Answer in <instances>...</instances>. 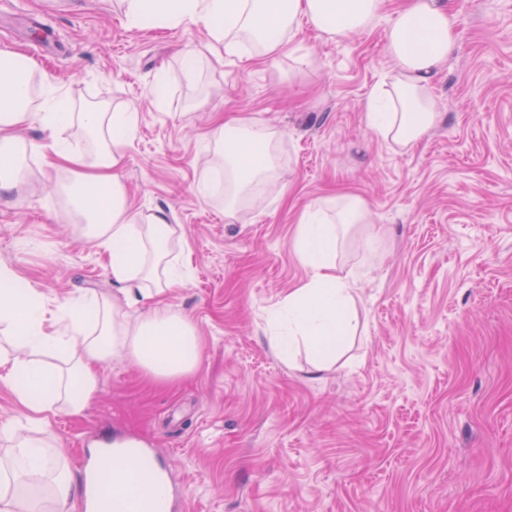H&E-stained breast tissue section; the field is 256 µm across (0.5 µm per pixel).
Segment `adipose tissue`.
<instances>
[{"instance_id":"ef3b65f1","label":"adipose tissue","mask_w":512,"mask_h":512,"mask_svg":"<svg viewBox=\"0 0 512 512\" xmlns=\"http://www.w3.org/2000/svg\"><path fill=\"white\" fill-rule=\"evenodd\" d=\"M123 2L129 28L190 23L206 30L205 47L182 58L191 74L208 54L219 62L227 56L264 61L292 41L304 22L329 39L345 38L373 25L384 0ZM455 49L450 5L445 0H406L387 29L393 77L368 104L369 129L399 151L419 142L440 121L431 87ZM34 71V63L22 53L0 51V201L25 180L27 156L55 159L57 168L72 175L65 186L67 199L86 235L107 253L113 282L122 285L127 303L144 306L133 322L117 305L95 296L70 301L50 314L37 302L35 289L0 265V329L24 348L18 355L0 353V385L25 410L23 421L0 423V437L14 448L13 461L0 465V512H78L79 495L66 467L45 451L39 438L51 418L62 408L75 417L84 415L98 393L99 367L112 360L134 358L149 380L172 383L198 369L202 343L194 323L163 303L165 294L187 278L170 257L169 216L161 209L147 215L134 210L120 175L123 147L135 135L137 113L99 106L75 109L49 82L42 99L34 100ZM32 124L44 128L41 142H26L19 134ZM75 125L91 133L92 147L66 146L60 133ZM212 140L224 166L225 213L260 208L278 191V130L240 117L219 125ZM355 229L366 242L378 237L360 196L303 210L294 247L308 275L289 289L268 318L274 346L284 353L304 346L317 370L335 363L341 340L358 329L355 301L363 274L339 259ZM104 481L113 492V512H131L134 500L161 512L165 489L136 459L115 460Z\"/></svg>"}]
</instances>
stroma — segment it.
<instances>
[{"instance_id":"35a3bbf8","label":"stroma","mask_w":512,"mask_h":512,"mask_svg":"<svg viewBox=\"0 0 512 512\" xmlns=\"http://www.w3.org/2000/svg\"><path fill=\"white\" fill-rule=\"evenodd\" d=\"M0 50L48 42L39 68L78 107L133 109L123 179L134 209H163L186 283L168 305L196 325L198 370L171 385L130 358L99 371L85 416L59 412L75 486L98 437L146 442L168 468L171 512H512V0H452L457 49L433 84L440 123L399 152L366 125V103L393 64L386 31L331 41L302 24L291 52L260 62L180 55L206 43L192 24L128 29L121 0H11ZM168 99L156 107L158 76ZM244 115L284 133L282 189L229 217L198 193L217 118ZM29 181L0 202V263L47 309L95 294L122 301L108 258L84 233L35 155ZM356 193L379 232L353 237L366 268L359 329L336 364L272 347L268 311L305 278L294 254L300 212Z\"/></svg>"}]
</instances>
